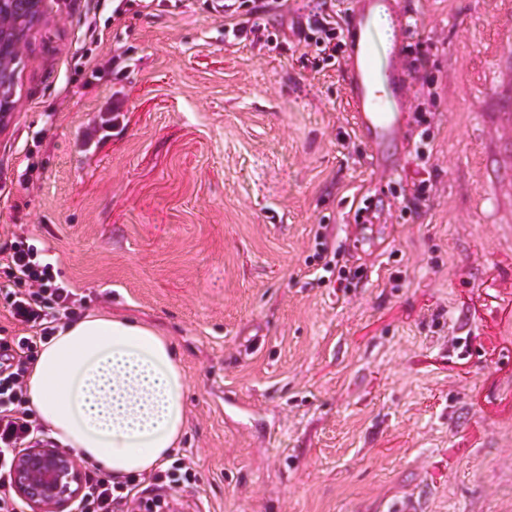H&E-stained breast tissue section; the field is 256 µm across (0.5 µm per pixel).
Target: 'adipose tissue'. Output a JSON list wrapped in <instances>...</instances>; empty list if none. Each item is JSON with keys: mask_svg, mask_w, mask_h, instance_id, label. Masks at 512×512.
Returning <instances> with one entry per match:
<instances>
[{"mask_svg": "<svg viewBox=\"0 0 512 512\" xmlns=\"http://www.w3.org/2000/svg\"><path fill=\"white\" fill-rule=\"evenodd\" d=\"M185 374L169 338L133 316L81 314L42 344L30 408L60 445L121 480L150 473L182 439Z\"/></svg>", "mask_w": 512, "mask_h": 512, "instance_id": "adipose-tissue-1", "label": "adipose tissue"}]
</instances>
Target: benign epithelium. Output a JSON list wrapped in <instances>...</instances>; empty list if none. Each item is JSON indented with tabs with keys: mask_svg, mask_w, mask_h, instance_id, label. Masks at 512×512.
Here are the masks:
<instances>
[{
	"mask_svg": "<svg viewBox=\"0 0 512 512\" xmlns=\"http://www.w3.org/2000/svg\"><path fill=\"white\" fill-rule=\"evenodd\" d=\"M14 97L0 94V131L14 117ZM13 488L25 512H70L83 492V470L72 452L50 442L29 445L14 460Z\"/></svg>",
	"mask_w": 512,
	"mask_h": 512,
	"instance_id": "obj_1",
	"label": "benign epithelium"
}]
</instances>
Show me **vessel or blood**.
<instances>
[{"label": "vessel or blood", "instance_id": "1", "mask_svg": "<svg viewBox=\"0 0 512 512\" xmlns=\"http://www.w3.org/2000/svg\"><path fill=\"white\" fill-rule=\"evenodd\" d=\"M341 54L343 81L351 119L376 167L395 172L392 153L406 140V115L412 98L406 64L412 34L410 14L400 0H349ZM387 15L393 37L381 41L374 27Z\"/></svg>", "mask_w": 512, "mask_h": 512}]
</instances>
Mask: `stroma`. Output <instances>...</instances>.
Returning a JSON list of instances; mask_svg holds the SVG:
<instances>
[{
  "label": "stroma",
  "instance_id": "35a3bbf8",
  "mask_svg": "<svg viewBox=\"0 0 512 512\" xmlns=\"http://www.w3.org/2000/svg\"><path fill=\"white\" fill-rule=\"evenodd\" d=\"M401 2L438 83L410 102L429 159L408 121L389 174L341 68L300 61L324 0L261 15L274 45L225 38L212 0H42L0 133V242H45L76 313L169 336L197 480L163 498L512 512V194L492 123L512 107V0ZM321 227L358 287L319 277Z\"/></svg>",
  "mask_w": 512,
  "mask_h": 512
}]
</instances>
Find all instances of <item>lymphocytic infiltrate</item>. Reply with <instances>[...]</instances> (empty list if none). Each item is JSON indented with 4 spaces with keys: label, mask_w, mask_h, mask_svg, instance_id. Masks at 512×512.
<instances>
[{
    "label": "lymphocytic infiltrate",
    "mask_w": 512,
    "mask_h": 512,
    "mask_svg": "<svg viewBox=\"0 0 512 512\" xmlns=\"http://www.w3.org/2000/svg\"><path fill=\"white\" fill-rule=\"evenodd\" d=\"M224 31L236 38L264 34L256 10L245 0H224ZM335 10L310 16L297 28L303 61L319 70L336 65L342 47V30ZM73 291L57 282L49 247L35 244L24 234L0 243V305L20 334L0 337V512H23L12 486V467L18 448L46 441L50 433L27 406L26 374L41 343L57 330L62 312L68 311ZM141 481H111L96 471L86 474L85 488L75 512H131L142 499Z\"/></svg>",
    "instance_id": "f902f5d3"
}]
</instances>
